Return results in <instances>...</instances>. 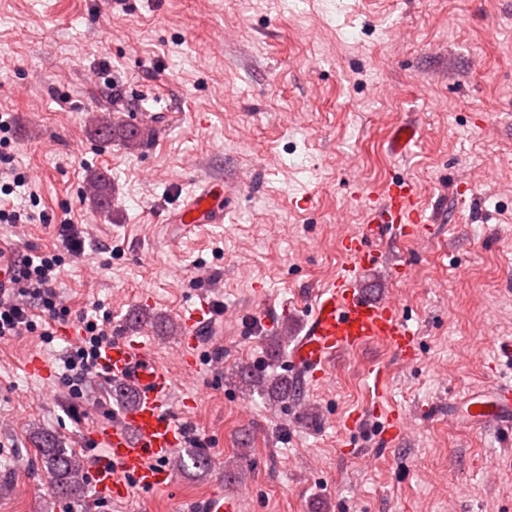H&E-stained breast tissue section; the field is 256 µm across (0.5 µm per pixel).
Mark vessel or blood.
<instances>
[{
  "mask_svg": "<svg viewBox=\"0 0 512 512\" xmlns=\"http://www.w3.org/2000/svg\"><path fill=\"white\" fill-rule=\"evenodd\" d=\"M417 134L414 122L399 126L390 140L392 153H406ZM420 195L419 186L408 176L393 178L381 191L367 194V222L343 239L346 264L311 301L303 334L288 355L293 371L322 379L327 363L336 354L375 341L385 343L402 359L415 357L417 333L404 319L399 303L391 298L368 297L358 279L360 272L382 264L381 240L418 237L421 226L428 222ZM175 220L180 224H220L224 206L211 186L200 184L188 193ZM212 315V307L205 300L183 311L180 322L185 338L195 336ZM497 356L509 374L497 378L488 391L466 398L462 411L471 424H512V339L499 341ZM99 362L112 384L134 387L137 397L111 426L95 436L100 449L92 456L89 471L97 491L116 500L125 498L134 487L144 491L165 488L175 476L170 464L173 450L184 439L183 425L169 407L170 371L151 359L141 342L128 337L113 338L101 349ZM367 377L376 404H383L389 388L387 370L372 366ZM237 507L236 498L214 490L191 500L188 512H237Z\"/></svg>",
  "mask_w": 512,
  "mask_h": 512,
  "instance_id": "vessel-or-blood-1",
  "label": "vessel or blood"
}]
</instances>
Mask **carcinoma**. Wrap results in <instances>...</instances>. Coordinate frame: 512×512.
<instances>
[{
  "instance_id": "obj_1",
  "label": "carcinoma",
  "mask_w": 512,
  "mask_h": 512,
  "mask_svg": "<svg viewBox=\"0 0 512 512\" xmlns=\"http://www.w3.org/2000/svg\"><path fill=\"white\" fill-rule=\"evenodd\" d=\"M244 382L260 391L286 401L295 396L299 387L285 377L265 379L253 369L243 366L238 370ZM41 467L44 469L52 491L62 497L79 499L82 495L86 477L83 460L73 448H64L52 435L40 436L38 448ZM214 464L213 457L204 448H187L176 460V469L187 472L190 469L208 470Z\"/></svg>"
}]
</instances>
